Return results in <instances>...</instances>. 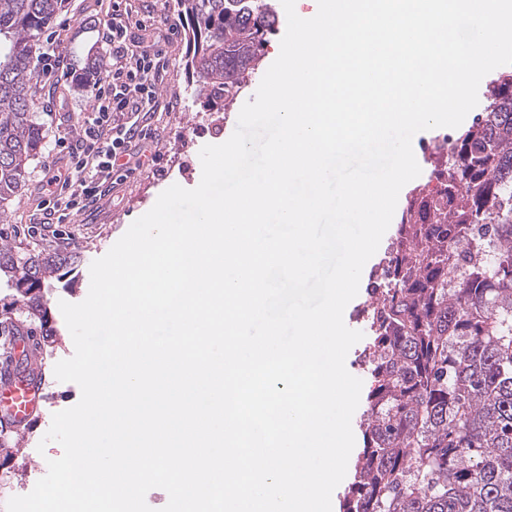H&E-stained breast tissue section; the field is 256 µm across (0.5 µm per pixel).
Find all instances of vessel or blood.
Segmentation results:
<instances>
[{
	"instance_id": "vessel-or-blood-1",
	"label": "vessel or blood",
	"mask_w": 512,
	"mask_h": 512,
	"mask_svg": "<svg viewBox=\"0 0 512 512\" xmlns=\"http://www.w3.org/2000/svg\"><path fill=\"white\" fill-rule=\"evenodd\" d=\"M45 382L34 337H12L0 358V423L13 430L28 427L42 409Z\"/></svg>"
}]
</instances>
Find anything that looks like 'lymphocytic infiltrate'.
Instances as JSON below:
<instances>
[{
	"label": "lymphocytic infiltrate",
	"mask_w": 512,
	"mask_h": 512,
	"mask_svg": "<svg viewBox=\"0 0 512 512\" xmlns=\"http://www.w3.org/2000/svg\"><path fill=\"white\" fill-rule=\"evenodd\" d=\"M112 69L95 87V103L74 139L63 167L48 169L39 185L40 210L49 224L93 208L113 173L128 170L133 143L147 137L143 114L153 112L162 69L153 42L135 36L120 9L109 29Z\"/></svg>",
	"instance_id": "obj_1"
}]
</instances>
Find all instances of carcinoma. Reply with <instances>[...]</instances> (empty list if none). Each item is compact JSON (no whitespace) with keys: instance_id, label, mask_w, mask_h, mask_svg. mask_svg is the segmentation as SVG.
<instances>
[{"instance_id":"obj_1","label":"carcinoma","mask_w":512,"mask_h":512,"mask_svg":"<svg viewBox=\"0 0 512 512\" xmlns=\"http://www.w3.org/2000/svg\"><path fill=\"white\" fill-rule=\"evenodd\" d=\"M62 3L0 0V213L43 149L31 63ZM177 4L197 96L221 112L255 70L276 12L270 0ZM100 64L93 45L75 81ZM490 84L483 119L430 169L437 185L401 211L383 258L394 285L369 290L356 360L368 379L363 448L340 512H512V69ZM80 262L76 252L31 254L1 241L0 278L26 315L0 320V335L22 326L48 343L45 285Z\"/></svg>"}]
</instances>
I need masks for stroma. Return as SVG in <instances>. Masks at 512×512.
I'll return each instance as SVG.
<instances>
[{
    "label": "stroma",
    "instance_id": "stroma-1",
    "mask_svg": "<svg viewBox=\"0 0 512 512\" xmlns=\"http://www.w3.org/2000/svg\"><path fill=\"white\" fill-rule=\"evenodd\" d=\"M126 7L133 20L143 22L148 31L159 32L171 25L176 28L173 41L160 46L168 67L157 85L152 138L143 147L141 167L116 182L96 208L75 213L66 224L37 223V183L46 168L63 165L59 141L79 133L92 89L77 87L74 73L67 66L56 70L55 83L39 76L32 82V110L44 127V149L41 157L30 162L18 197L0 217V235L22 252L58 248L80 253L82 262L74 283L56 282L48 292L50 317L57 334L52 351L43 355L47 403L42 417L30 429L11 436L9 458L0 459V499L13 495L29 478L44 476L48 460L62 455L58 443L46 444L42 438L53 414L76 405L81 397L76 383L61 382L54 376L55 364L74 353L60 301L78 303L86 298L91 263L104 256L131 223L153 207L161 192L174 184L187 189L198 186L202 176L201 148L223 143L232 135L242 106L253 100L264 73L277 58L287 27L286 17H279L258 69L248 76L228 110L212 112L197 98L193 80L185 69L188 30L178 14L177 0H126ZM111 20L112 0H66L49 26L56 34L57 56L70 57L77 48L75 33L83 26L90 27L92 41L101 42Z\"/></svg>",
    "mask_w": 512,
    "mask_h": 512
}]
</instances>
